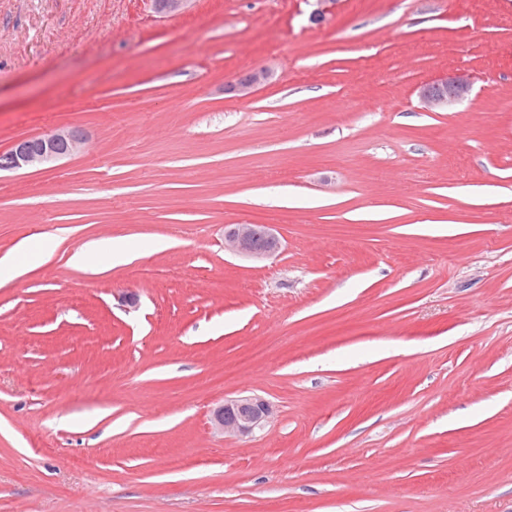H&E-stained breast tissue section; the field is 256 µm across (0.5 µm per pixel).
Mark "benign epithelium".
<instances>
[{
	"instance_id": "obj_1",
	"label": "benign epithelium",
	"mask_w": 512,
	"mask_h": 512,
	"mask_svg": "<svg viewBox=\"0 0 512 512\" xmlns=\"http://www.w3.org/2000/svg\"><path fill=\"white\" fill-rule=\"evenodd\" d=\"M271 74L264 69L252 70L246 79L234 86L237 95L246 98L253 89L268 82ZM437 90H425L421 94L424 105L430 110H441L467 99L473 84L466 74H458L435 82ZM18 140L8 154L7 161L0 166L3 170H20L50 165L69 158L84 150L85 137L81 130L61 127L49 133ZM224 247L239 256L264 260L272 257L279 249L280 242L269 224H230L225 226ZM273 412L272 405L258 396L226 399L213 409L212 428L231 436H248L261 428Z\"/></svg>"
}]
</instances>
